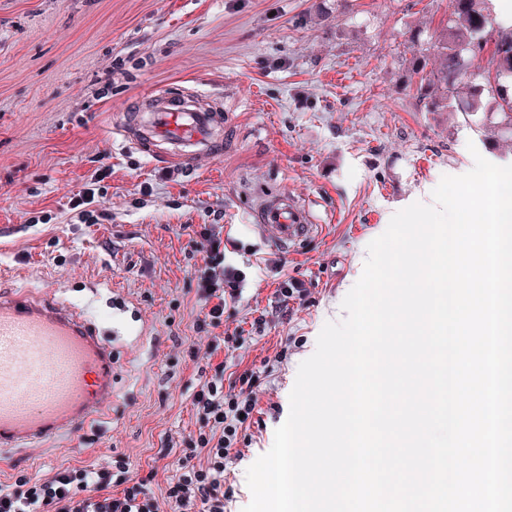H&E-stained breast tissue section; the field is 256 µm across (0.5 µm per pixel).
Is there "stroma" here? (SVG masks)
Returning a JSON list of instances; mask_svg holds the SVG:
<instances>
[{"label":"stroma","instance_id":"35a3bbf8","mask_svg":"<svg viewBox=\"0 0 512 512\" xmlns=\"http://www.w3.org/2000/svg\"><path fill=\"white\" fill-rule=\"evenodd\" d=\"M455 25L449 0H0V285L64 289L112 339L115 366L108 415L77 442L0 450V488L121 456L158 512H175L159 452L197 432L193 395L220 366L228 390L261 375L224 461V512H242L246 471L389 214L474 154L512 165L497 115L418 101L412 56ZM169 93L221 108V157L162 164L113 135L135 100ZM104 166L103 216L81 223L72 199ZM284 196L318 226L288 252L258 227L260 204ZM41 211L50 223H32ZM204 226L243 276L216 328L197 286ZM285 280L301 291L283 306Z\"/></svg>","mask_w":512,"mask_h":512}]
</instances>
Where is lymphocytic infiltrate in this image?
<instances>
[{
	"mask_svg": "<svg viewBox=\"0 0 512 512\" xmlns=\"http://www.w3.org/2000/svg\"><path fill=\"white\" fill-rule=\"evenodd\" d=\"M201 235L208 243L202 260L209 274L199 286L213 301L207 317L216 327L224 317L223 297L237 296L238 291L225 289L218 273L224 262L223 240L206 229ZM259 381L257 372L244 371L237 378L238 392L228 394L224 391V373L219 370L194 394L201 426L175 461L179 475L168 497L177 507L198 500L203 512H224V461L237 444L240 429L253 418L251 394ZM127 470L126 462L119 459L111 468L67 467L46 479L19 481L11 489L0 490V512H153L143 492V481H134L122 496L107 495L114 472Z\"/></svg>",
	"mask_w": 512,
	"mask_h": 512,
	"instance_id": "1",
	"label": "lymphocytic infiltrate"
}]
</instances>
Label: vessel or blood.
Masks as SVG:
<instances>
[{"instance_id": "b4317fda", "label": "vessel or blood", "mask_w": 512, "mask_h": 512, "mask_svg": "<svg viewBox=\"0 0 512 512\" xmlns=\"http://www.w3.org/2000/svg\"><path fill=\"white\" fill-rule=\"evenodd\" d=\"M138 123L122 139L140 149L165 145L168 163L217 157L216 130L224 116L184 95L150 97ZM261 231L280 245L302 241L314 227L305 209L289 201L262 208ZM112 395V346L58 290L0 291V447L33 448L76 435L100 418Z\"/></svg>"}]
</instances>
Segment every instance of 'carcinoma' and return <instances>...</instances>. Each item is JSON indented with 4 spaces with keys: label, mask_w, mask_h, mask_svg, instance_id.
Segmentation results:
<instances>
[{
    "label": "carcinoma",
    "mask_w": 512,
    "mask_h": 512,
    "mask_svg": "<svg viewBox=\"0 0 512 512\" xmlns=\"http://www.w3.org/2000/svg\"><path fill=\"white\" fill-rule=\"evenodd\" d=\"M453 15L460 22L449 35H443L432 47L415 51L413 66L415 73L421 75L418 88L420 98L434 109L451 107L465 115H471L480 108L476 97L459 102L456 97L448 96L455 90L459 81L465 76L471 62L461 55V46L469 45L476 53L483 48V39L489 34L491 18L480 8V0H450ZM491 63L495 68V77L512 76V33L494 39ZM429 87L443 90L438 98L426 93ZM494 103L501 115V124L512 134V92L506 87L497 91Z\"/></svg>",
    "instance_id": "cac0c4a2"
}]
</instances>
